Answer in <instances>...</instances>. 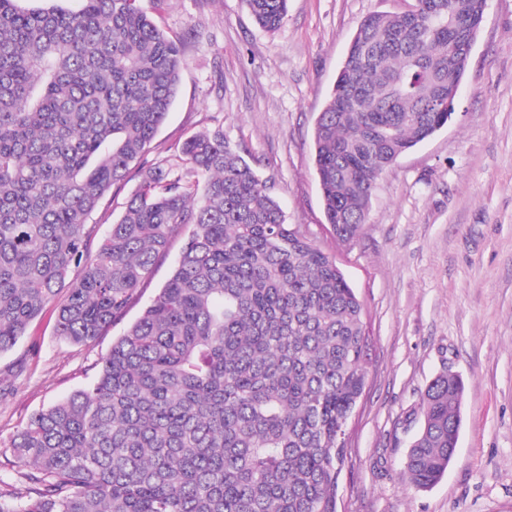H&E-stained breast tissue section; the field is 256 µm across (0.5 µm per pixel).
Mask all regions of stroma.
I'll list each match as a JSON object with an SVG mask.
<instances>
[{
    "instance_id": "obj_1",
    "label": "stroma",
    "mask_w": 512,
    "mask_h": 512,
    "mask_svg": "<svg viewBox=\"0 0 512 512\" xmlns=\"http://www.w3.org/2000/svg\"><path fill=\"white\" fill-rule=\"evenodd\" d=\"M412 0H288L283 26L253 21L244 0H166L160 24L185 65L149 160L223 131L247 149L288 223L334 257L363 303V396L347 426L338 512H512V0L485 20L448 125L378 180L359 234L336 240L313 164V130L360 22ZM174 239L123 323L75 345L51 312L0 353V484L9 440L28 418L90 384L112 342L169 277ZM465 383L454 462L432 488L404 471L417 411L439 374Z\"/></svg>"
}]
</instances>
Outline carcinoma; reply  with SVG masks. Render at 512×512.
I'll return each mask as SVG.
<instances>
[{"label":"carcinoma","mask_w":512,"mask_h":512,"mask_svg":"<svg viewBox=\"0 0 512 512\" xmlns=\"http://www.w3.org/2000/svg\"><path fill=\"white\" fill-rule=\"evenodd\" d=\"M77 2L0 0V353L74 266L57 335H102L184 241L94 381L12 436L23 491L0 488V512H336L366 381L361 301L223 131L142 162L176 96L180 45L137 0ZM246 4L272 32L288 12ZM482 19L483 0H419L415 15L361 21L313 136L337 240L357 236L386 169L447 126ZM134 177L92 247L88 218ZM464 392L448 373L427 387L405 461L414 488L447 473Z\"/></svg>","instance_id":"1"}]
</instances>
